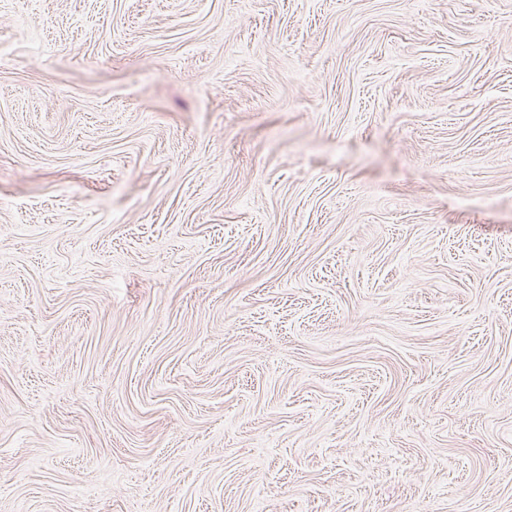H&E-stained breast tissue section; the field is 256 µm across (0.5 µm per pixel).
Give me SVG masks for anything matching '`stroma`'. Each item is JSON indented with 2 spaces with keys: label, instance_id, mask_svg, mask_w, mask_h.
Returning a JSON list of instances; mask_svg holds the SVG:
<instances>
[{
  "label": "stroma",
  "instance_id": "obj_1",
  "mask_svg": "<svg viewBox=\"0 0 512 512\" xmlns=\"http://www.w3.org/2000/svg\"><path fill=\"white\" fill-rule=\"evenodd\" d=\"M0 512H512V0H0Z\"/></svg>",
  "mask_w": 512,
  "mask_h": 512
}]
</instances>
